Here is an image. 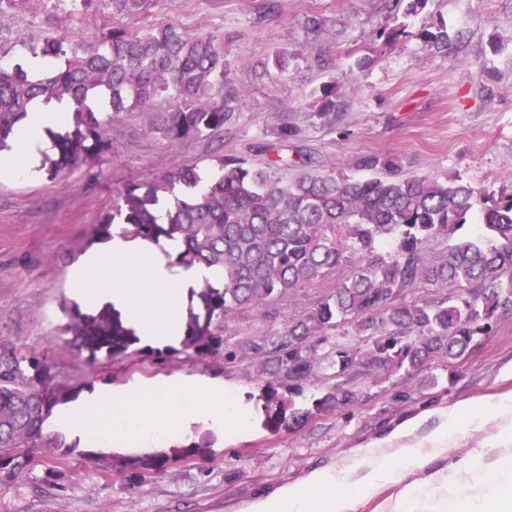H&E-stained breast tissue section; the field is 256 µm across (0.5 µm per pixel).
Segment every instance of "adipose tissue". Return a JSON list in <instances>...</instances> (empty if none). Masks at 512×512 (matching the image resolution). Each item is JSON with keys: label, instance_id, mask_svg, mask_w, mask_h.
<instances>
[{"label": "adipose tissue", "instance_id": "obj_1", "mask_svg": "<svg viewBox=\"0 0 512 512\" xmlns=\"http://www.w3.org/2000/svg\"><path fill=\"white\" fill-rule=\"evenodd\" d=\"M71 110L72 104L65 98L35 99L15 128L14 154L0 157V175L38 178L47 132L67 126ZM180 248L177 240L155 244L115 234L84 256L72 271L73 280L77 289L89 297L91 307H113L142 339L173 342L182 335L179 320L186 313L191 290L204 280L220 277L218 271L202 265L171 267L166 256ZM481 411L478 405L446 410L443 423L423 443L411 440L415 427L411 420L392 430L386 441L402 448V462L415 464L423 456V447H445L457 424L475 419ZM396 471V464L381 461L360 478L358 486L370 487L377 478ZM355 487L344 484L335 473L318 471L306 486H283L252 502L245 512H353Z\"/></svg>", "mask_w": 512, "mask_h": 512}]
</instances>
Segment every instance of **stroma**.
Returning a JSON list of instances; mask_svg holds the SVG:
<instances>
[{"instance_id":"35a3bbf8","label":"stroma","mask_w":512,"mask_h":512,"mask_svg":"<svg viewBox=\"0 0 512 512\" xmlns=\"http://www.w3.org/2000/svg\"><path fill=\"white\" fill-rule=\"evenodd\" d=\"M391 0H153L148 14L128 20L143 32L171 21L191 32L224 38V89L242 99L236 123L222 137L171 143L150 134L140 111L114 116L112 150L74 168L63 180L0 179V354H39L55 365L56 384L116 388L147 386L183 375H203L230 387L243 404L261 393L257 370L281 340L287 316L310 312L346 275L339 268L275 306L240 309L224 322L227 360L179 353L88 361L66 342L63 306L77 304L70 271L87 252L92 227L109 210L115 188L177 166L203 173L219 155L264 165L263 144L288 160L312 158L362 175L368 155L396 158L400 172L459 175L499 190L512 173V0H428L414 16L391 17ZM7 20L0 51L19 63L31 39L49 33L73 48L92 42L112 22L104 10L77 19L68 0H0ZM447 27L453 41L438 51L425 32ZM336 87L334 116L319 117L322 89ZM296 129L274 139V128ZM318 391L343 385L359 400L273 433L256 410L251 431L225 441L203 426L208 459L174 457L168 468L129 484L119 467L86 463L111 448L80 442L60 460L32 449L33 462L17 478L0 481V512H243L278 488L305 485L317 470L358 481L370 465L398 461L396 447H377L398 423L420 418L415 439L437 428L445 409L475 401L512 402V313H499L490 336L458 362L456 378L443 368L412 373L362 371L353 379L335 368L319 372ZM504 417L486 412L464 423L442 449H425L420 466H403L391 481L361 490L355 512H474L486 475L512 481V445L493 443ZM475 461L471 472L457 470ZM412 499H405L407 488Z\"/></svg>"}]
</instances>
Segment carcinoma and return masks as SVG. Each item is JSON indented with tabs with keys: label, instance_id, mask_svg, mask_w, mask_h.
Returning <instances> with one entry per match:
<instances>
[{
	"label": "carcinoma",
	"instance_id": "obj_1",
	"mask_svg": "<svg viewBox=\"0 0 512 512\" xmlns=\"http://www.w3.org/2000/svg\"><path fill=\"white\" fill-rule=\"evenodd\" d=\"M152 0H101L117 20L77 50L55 36L29 44L30 54L63 61L39 78L19 63L0 64V153L13 150L17 123L39 97L68 98L69 126L47 134L54 153L42 168L56 179L112 148V116L132 109L146 115L148 130L169 142L220 136L239 116L224 92V39L190 33L160 22L146 33L122 21L146 13ZM106 100V110L90 105ZM374 171L357 177L317 168L307 159L279 157L251 167L220 157L217 172L175 167L117 189L112 209L93 225L104 241L116 226L135 238L178 239L174 264H203L223 273L218 284L191 291L181 348L142 344L115 309L63 307V333L91 362L132 354L162 358L192 352L206 359L224 346V319L238 309L262 310L317 279L351 264L332 294L301 317L290 316L281 342L267 352L261 387L267 424L274 431L299 427L311 418L356 401L350 390H314L324 360L318 348L329 332L349 323L364 343L338 348L331 366L354 377L364 368L416 371L434 361L456 378L455 363L480 336L490 334L498 311H512V188L489 192L460 176H404L398 161L372 155L361 160ZM299 168L283 180L278 172ZM446 243L443 251L430 242ZM441 288L443 299L406 300L415 288ZM54 365L38 356L0 359V479L18 477L30 464L28 448H45L64 459L67 446L49 430L54 410L78 390L53 385ZM288 381V400L274 380ZM211 443L180 449L205 458ZM167 454L121 460L130 477L144 466L162 470Z\"/></svg>",
	"mask_w": 512,
	"mask_h": 512
}]
</instances>
